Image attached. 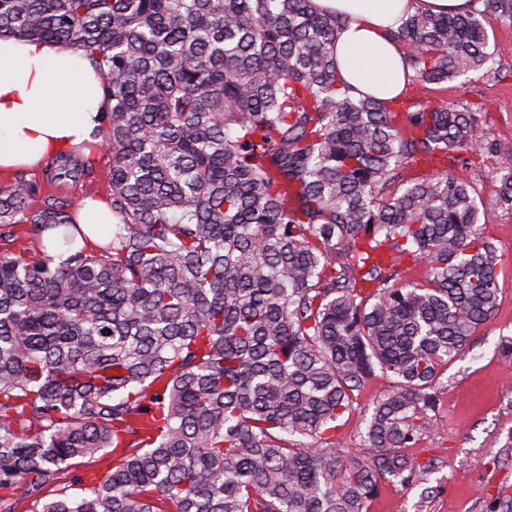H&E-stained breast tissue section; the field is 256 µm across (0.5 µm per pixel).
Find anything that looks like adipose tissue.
Here are the masks:
<instances>
[{
    "label": "adipose tissue",
    "instance_id": "ef3b65f1",
    "mask_svg": "<svg viewBox=\"0 0 512 512\" xmlns=\"http://www.w3.org/2000/svg\"><path fill=\"white\" fill-rule=\"evenodd\" d=\"M347 15L336 40L341 74L356 94L399 96L409 70L390 40L403 12L464 14L471 0H313ZM106 106L92 61L68 46L0 38V173L35 168L74 149L90 155L102 141Z\"/></svg>",
    "mask_w": 512,
    "mask_h": 512
}]
</instances>
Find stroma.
Listing matches in <instances>:
<instances>
[{
	"label": "stroma",
	"mask_w": 512,
	"mask_h": 512,
	"mask_svg": "<svg viewBox=\"0 0 512 512\" xmlns=\"http://www.w3.org/2000/svg\"><path fill=\"white\" fill-rule=\"evenodd\" d=\"M489 43L491 70L437 85L427 97L475 107L484 143L512 163V25L494 24ZM109 171L108 157L97 155L92 177L56 187L53 195L75 203L108 196ZM455 172L474 185L486 207L487 232L503 255L499 305L460 357L443 368L434 427L414 450L421 460L435 463L434 493L388 484L369 512H505L512 506V209L493 207L496 182L483 165L459 166ZM390 388L383 373L368 380L355 412L336 431L346 454L361 455L366 414Z\"/></svg>",
	"instance_id": "35a3bbf8"
}]
</instances>
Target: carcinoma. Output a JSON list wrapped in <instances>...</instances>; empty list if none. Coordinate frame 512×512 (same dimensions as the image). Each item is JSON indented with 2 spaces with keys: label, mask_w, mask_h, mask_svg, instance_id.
Returning a JSON list of instances; mask_svg holds the SVG:
<instances>
[{
  "label": "carcinoma",
  "mask_w": 512,
  "mask_h": 512,
  "mask_svg": "<svg viewBox=\"0 0 512 512\" xmlns=\"http://www.w3.org/2000/svg\"><path fill=\"white\" fill-rule=\"evenodd\" d=\"M494 21L512 0L406 15L389 37L412 93L392 102L352 94L345 19L313 0H0V37L94 64L120 220L74 249L79 205L0 187V512H368L387 483H430L410 449L500 294L453 167L491 161L512 208V165L472 108L424 94L492 61ZM94 169L57 156L47 184ZM377 369L393 390L348 457L336 430Z\"/></svg>",
  "instance_id": "1"
}]
</instances>
